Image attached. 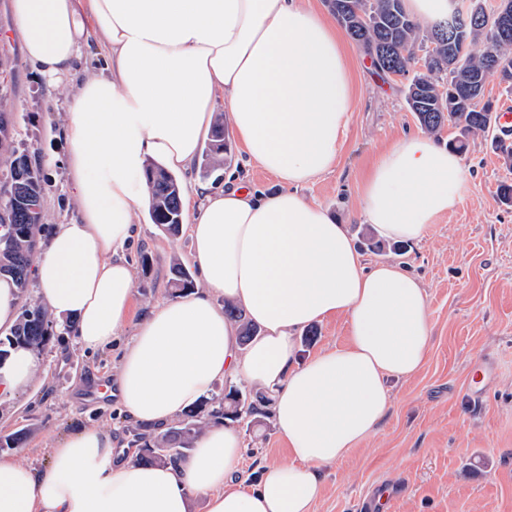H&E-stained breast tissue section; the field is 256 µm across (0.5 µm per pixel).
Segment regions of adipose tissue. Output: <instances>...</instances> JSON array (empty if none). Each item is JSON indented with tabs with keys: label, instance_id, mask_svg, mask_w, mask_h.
Here are the masks:
<instances>
[{
	"label": "adipose tissue",
	"instance_id": "1",
	"mask_svg": "<svg viewBox=\"0 0 512 512\" xmlns=\"http://www.w3.org/2000/svg\"><path fill=\"white\" fill-rule=\"evenodd\" d=\"M28 61L48 82L103 60L68 103L66 159L77 215L57 225L34 262L37 294L78 345L117 349V406L161 428L217 381L270 398L289 460L241 475L242 439L213 424L176 462L145 465L111 433L82 427L43 468L0 458V512H314L323 470L374 435L391 382L414 377L431 350L421 279L402 264L365 266L349 225L299 187L327 172L357 96L337 28L299 0H12ZM249 163L272 174L268 194L228 173L224 186H190L183 207L200 288L144 312L128 255L133 217L149 200L145 168L188 171L216 109ZM460 155L420 135L400 137L363 181L360 207L384 240L419 242L457 204ZM259 328L240 347L224 304ZM347 316L348 339L298 361L297 332ZM36 359L12 349L0 399L35 378Z\"/></svg>",
	"mask_w": 512,
	"mask_h": 512
}]
</instances>
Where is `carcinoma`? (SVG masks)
I'll return each mask as SVG.
<instances>
[{
    "label": "carcinoma",
    "mask_w": 512,
    "mask_h": 512,
    "mask_svg": "<svg viewBox=\"0 0 512 512\" xmlns=\"http://www.w3.org/2000/svg\"><path fill=\"white\" fill-rule=\"evenodd\" d=\"M330 11L348 36L382 70L405 67L410 57L405 51L423 44H435V55L427 62L426 72L412 77L407 87L406 103L420 127L439 136L445 124L459 129L458 137L448 141L457 152L467 148L470 137L486 134L495 126V110L491 101L478 106L471 90L477 80L499 78L512 88V39L491 43L487 23L469 24L465 44L448 42L438 25L422 26L404 9L403 0H329ZM229 144L224 127L216 123L204 153L202 176H209L220 165ZM7 154V190L0 196V275L15 281L19 293L28 288L37 235L43 218V175L36 161L11 148L6 113L0 112V155ZM149 216L153 224L170 235L179 233L182 218V189L178 179L161 167L147 169ZM170 284L182 292L193 287L188 271L175 263ZM224 312L241 326L242 344L257 335L243 310L225 307ZM52 336L48 311L28 306L9 337L8 345L24 344L33 352L45 347ZM241 389L224 388V396L205 401L187 411L183 418L160 437L134 434L139 446L138 459L150 464H164L184 456L193 447L198 434L210 423L239 422L269 418L266 398L260 392L250 401L239 402Z\"/></svg>",
    "instance_id": "1"
}]
</instances>
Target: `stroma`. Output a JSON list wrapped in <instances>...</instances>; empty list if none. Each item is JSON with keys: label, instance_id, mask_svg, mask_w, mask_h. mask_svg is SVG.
<instances>
[{"label": "stroma", "instance_id": "stroma-1", "mask_svg": "<svg viewBox=\"0 0 512 512\" xmlns=\"http://www.w3.org/2000/svg\"><path fill=\"white\" fill-rule=\"evenodd\" d=\"M14 28L11 0H0V60L10 70L0 107L9 115L12 144L39 162L58 160L44 172L47 232L77 211L62 162L65 113L79 82L47 85L27 63ZM350 51L357 108L336 163L301 193L359 236L371 229L359 204L364 174L387 145L421 128L406 104L407 81L376 74L358 46ZM462 159L466 178L455 208L435 218L402 257L427 288L433 326L428 361L413 378L394 382L379 431L326 468L315 512H363L364 505L378 503L384 512H512V207L497 199L499 184L512 182V166L488 136L471 138ZM231 170L264 192L279 189L235 147L222 169L205 177L195 166L189 177L218 189ZM134 222L140 235L130 258L142 311L175 298L170 266L176 260L190 267V239L184 231L162 233L145 209ZM36 357L33 384L0 402V440L23 436L18 447H0L1 458L42 468L50 449L93 424L111 431L125 452L137 453L135 424L118 414L103 389L116 363L111 349L85 353L58 320ZM482 362L492 364L494 376L483 403L475 405L465 381L471 366ZM238 431L245 476H255L259 463L287 462L275 426L242 424Z\"/></svg>", "mask_w": 512, "mask_h": 512}]
</instances>
